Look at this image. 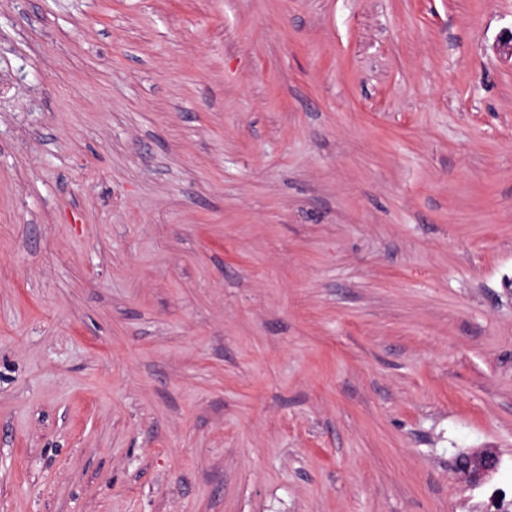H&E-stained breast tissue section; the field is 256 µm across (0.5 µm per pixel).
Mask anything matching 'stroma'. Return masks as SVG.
I'll list each match as a JSON object with an SVG mask.
<instances>
[{
  "label": "stroma",
  "instance_id": "1",
  "mask_svg": "<svg viewBox=\"0 0 512 512\" xmlns=\"http://www.w3.org/2000/svg\"><path fill=\"white\" fill-rule=\"evenodd\" d=\"M510 27L0 0V512L512 501ZM500 462L499 455L492 450H467L457 454L455 470L469 484L477 486L498 470Z\"/></svg>",
  "mask_w": 512,
  "mask_h": 512
}]
</instances>
